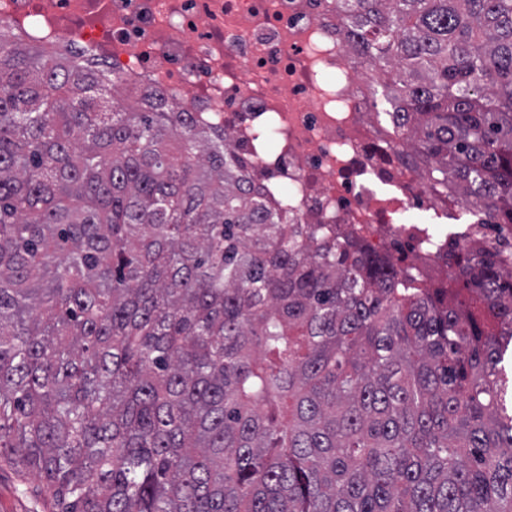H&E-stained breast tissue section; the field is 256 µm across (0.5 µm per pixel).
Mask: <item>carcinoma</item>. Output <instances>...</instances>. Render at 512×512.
<instances>
[{"label": "carcinoma", "mask_w": 512, "mask_h": 512, "mask_svg": "<svg viewBox=\"0 0 512 512\" xmlns=\"http://www.w3.org/2000/svg\"><path fill=\"white\" fill-rule=\"evenodd\" d=\"M336 9L400 163L512 225V0ZM119 86L0 31V462L48 512H512V256L422 285Z\"/></svg>", "instance_id": "obj_1"}]
</instances>
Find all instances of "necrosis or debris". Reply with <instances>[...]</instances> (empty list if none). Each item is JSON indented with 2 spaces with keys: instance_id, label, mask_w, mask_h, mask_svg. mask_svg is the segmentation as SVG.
I'll return each instance as SVG.
<instances>
[{
  "instance_id": "obj_1",
  "label": "necrosis or debris",
  "mask_w": 512,
  "mask_h": 512,
  "mask_svg": "<svg viewBox=\"0 0 512 512\" xmlns=\"http://www.w3.org/2000/svg\"><path fill=\"white\" fill-rule=\"evenodd\" d=\"M0 25L84 51L128 95L163 94L229 132L252 187L297 223L353 233L421 281L447 278L449 248L512 246V226L399 164L359 77L377 65L353 61L335 0H0Z\"/></svg>"
}]
</instances>
